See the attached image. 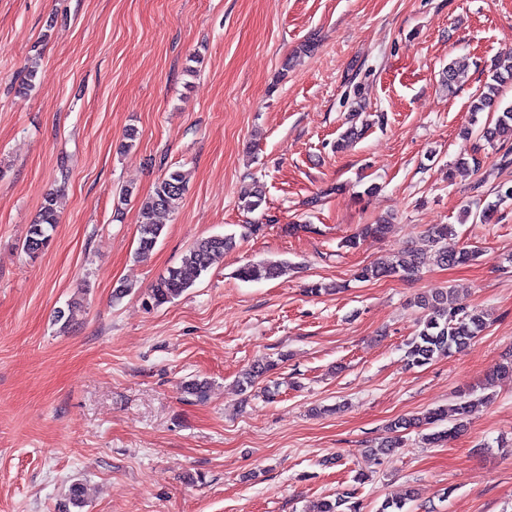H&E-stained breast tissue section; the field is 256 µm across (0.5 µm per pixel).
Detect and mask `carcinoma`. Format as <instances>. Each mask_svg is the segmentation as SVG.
Listing matches in <instances>:
<instances>
[{
  "instance_id": "cac0c4a2",
  "label": "carcinoma",
  "mask_w": 512,
  "mask_h": 512,
  "mask_svg": "<svg viewBox=\"0 0 512 512\" xmlns=\"http://www.w3.org/2000/svg\"><path fill=\"white\" fill-rule=\"evenodd\" d=\"M508 66L502 71H494L490 82L486 83V92L482 93L478 103L474 104L471 121H477V113L492 106L494 97L498 95L503 84L512 81V52L507 53ZM481 137L488 143L502 145L512 141V107L503 110L492 125H485L480 130ZM185 177L179 170L169 172L155 184L152 193L140 206L138 215V246L136 256L145 258L154 250L164 226L159 224L156 217L159 213L171 211L178 207L185 192ZM497 201L487 205L479 214L480 222H490L498 207L507 201H512V185L503 184L496 191ZM239 200L242 208L254 212L266 202L264 186L254 180L240 189ZM56 209V194L50 193L44 199L41 207L40 220L29 226L25 238L24 249L33 252L40 247L48 246L51 232L58 224ZM390 229V224H364L356 235L348 238L344 246L355 248L359 241L366 237H383ZM453 232L450 224H439L433 228L430 243L435 247L437 263L448 266H462L475 261L478 253L474 250L461 248L450 251L441 246L448 234ZM236 247L235 236L214 235L197 240L185 255L178 267L168 270L151 285L148 292L147 304L159 307L166 304L192 286L193 277L207 271L224 253ZM419 270L418 257L407 254L395 257L389 262H380L362 267L357 273L360 281L377 280L382 277L408 278L416 275ZM288 271L286 261H264L247 263L238 268L236 275L243 281H259L277 279ZM420 308L429 311L422 323V328L409 342L406 343L405 358L409 367L424 366L436 358L450 355L467 347L486 327L484 313L476 308H469L458 302L452 288L435 290L418 297ZM275 364H258L246 370L239 380L241 390L246 391L255 386L267 373L272 371ZM473 403L464 395L460 396L455 405L449 408H437L428 412L422 418H397L389 426L392 436L371 449L375 455H386L401 447L403 433L427 425L448 423V428L433 432L426 437L431 443L447 441L454 438L466 427V421ZM85 506V487L81 483H73L69 487L65 512H81ZM314 512H360L359 502L354 500V492L345 490L336 493L330 499L321 500Z\"/></svg>"
}]
</instances>
